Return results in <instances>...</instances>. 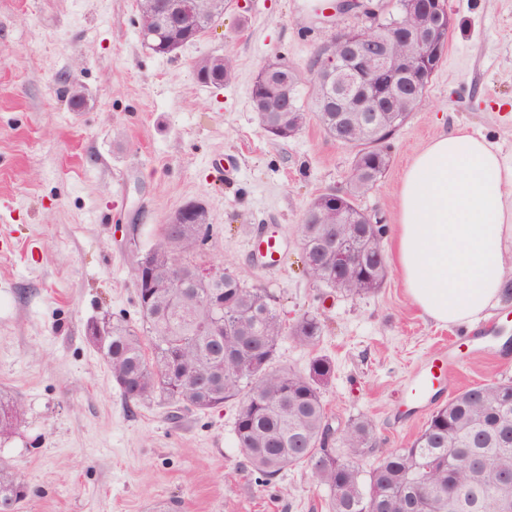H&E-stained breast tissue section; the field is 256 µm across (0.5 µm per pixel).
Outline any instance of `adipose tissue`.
Returning <instances> with one entry per match:
<instances>
[{
	"instance_id": "obj_1",
	"label": "adipose tissue",
	"mask_w": 512,
	"mask_h": 512,
	"mask_svg": "<svg viewBox=\"0 0 512 512\" xmlns=\"http://www.w3.org/2000/svg\"><path fill=\"white\" fill-rule=\"evenodd\" d=\"M512 165L467 128L433 139L398 190L394 264L413 304L435 323L484 318L512 287Z\"/></svg>"
}]
</instances>
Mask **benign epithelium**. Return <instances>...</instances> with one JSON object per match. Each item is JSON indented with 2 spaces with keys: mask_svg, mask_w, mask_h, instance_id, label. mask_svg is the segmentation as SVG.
<instances>
[{
  "mask_svg": "<svg viewBox=\"0 0 512 512\" xmlns=\"http://www.w3.org/2000/svg\"><path fill=\"white\" fill-rule=\"evenodd\" d=\"M336 8L359 13L370 21V26L345 32L319 50L311 78L324 103L337 107L335 140L355 147L357 141L351 137L354 129L378 128L381 114L392 126L414 111L415 103L422 99L417 88L435 69L443 33L450 29L451 18L445 0H409L406 11L422 17L424 24L417 29H402L401 38L421 50L402 55L391 51L381 37L384 18L373 0H341ZM205 210L199 202L184 204L168 217L164 232L178 234L181 225L194 223ZM159 259L166 263L168 284L182 286L180 266L169 257L154 253L140 255L134 267L135 281H140L144 272L152 271Z\"/></svg>",
  "mask_w": 512,
  "mask_h": 512,
  "instance_id": "benign-epithelium-1",
  "label": "benign epithelium"
}]
</instances>
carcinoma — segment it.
I'll return each mask as SVG.
<instances>
[{
  "instance_id": "1",
  "label": "carcinoma",
  "mask_w": 512,
  "mask_h": 512,
  "mask_svg": "<svg viewBox=\"0 0 512 512\" xmlns=\"http://www.w3.org/2000/svg\"><path fill=\"white\" fill-rule=\"evenodd\" d=\"M140 21L153 35L154 52L167 55L186 39L198 40L181 27L183 14L205 23L224 15L226 0H138ZM202 83L222 85L234 74L229 57L213 56L198 64ZM295 70L278 62L267 83L252 87V99L264 111L260 127L280 123V139L299 132L307 113L298 105L282 110L279 88L297 89ZM359 150L346 207L360 215L356 200L371 191L389 166V140L354 133ZM313 218L300 226V240L314 266L306 273L330 288L361 296L387 278L383 240L371 242L362 225L344 226L356 261L336 266V249L325 227L336 211L318 205L307 209ZM211 225L185 224L180 237L159 234L151 250L171 255L189 270L200 262V249ZM216 278L203 285L190 281L177 294L147 284L137 289L139 325L115 322L108 341L99 346L125 403L155 393L176 408L201 411L226 403L238 407L236 443L264 483L291 468L307 470L327 491L326 512H512V379L476 384L437 407L424 427L404 448L376 452L378 437L367 417L350 421L341 447L329 446V417L323 390L335 373L333 360L314 356L305 372L277 364L279 343L286 335L312 346L322 323L306 313L286 327L273 296L247 286L237 275L215 268ZM24 411L0 395V431L11 433ZM20 502L22 485L0 469V501Z\"/></svg>"
}]
</instances>
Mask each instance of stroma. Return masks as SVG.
<instances>
[{"mask_svg": "<svg viewBox=\"0 0 512 512\" xmlns=\"http://www.w3.org/2000/svg\"><path fill=\"white\" fill-rule=\"evenodd\" d=\"M329 0H243L213 30L175 53L143 42L136 0H0V393L24 410L0 438V467L23 483L20 512H325L308 471L272 485L241 470L237 408L169 417L156 396L124 403L86 336L103 316L137 324L138 253L184 203L205 205L212 235L204 262L267 289L285 324L318 316L320 338L279 345L280 364L336 363L323 396L331 423L367 417L380 450L405 447L428 411L406 386L415 370L465 335L412 303L396 271L352 297L306 274L298 226L309 203L346 184L352 150L316 121L282 141L259 126L251 88L261 66L288 62L311 106L309 64L338 32L364 27L355 12L326 19ZM453 25L423 105L391 142L389 167L358 205L394 227L396 189L415 155L452 124L497 144L512 164V0H448ZM230 56L235 77L203 84L197 64ZM86 103L71 106L68 78ZM224 158L236 170L223 176ZM284 243L277 264L254 259L258 225ZM485 344L468 352L439 396L512 378V294L481 320Z\"/></svg>", "mask_w": 512, "mask_h": 512, "instance_id": "35a3bbf8", "label": "stroma"}]
</instances>
